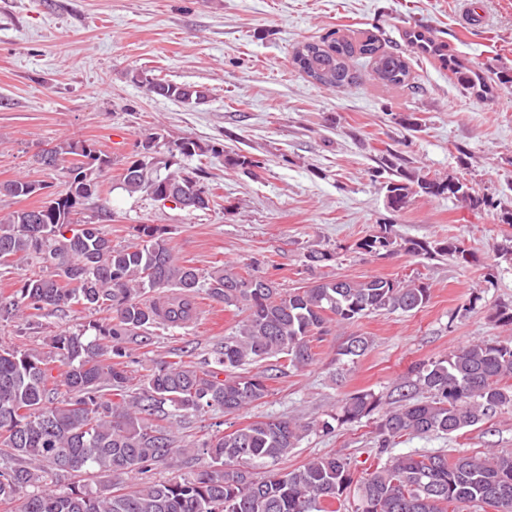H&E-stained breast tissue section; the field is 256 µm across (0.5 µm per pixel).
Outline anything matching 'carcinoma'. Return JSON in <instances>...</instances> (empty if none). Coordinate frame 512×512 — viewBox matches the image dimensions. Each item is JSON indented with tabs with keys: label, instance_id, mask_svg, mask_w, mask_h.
I'll use <instances>...</instances> for the list:
<instances>
[{
	"label": "carcinoma",
	"instance_id": "obj_1",
	"mask_svg": "<svg viewBox=\"0 0 512 512\" xmlns=\"http://www.w3.org/2000/svg\"><path fill=\"white\" fill-rule=\"evenodd\" d=\"M406 40L424 57L438 60L457 85L483 99L493 87L478 70L449 53L448 45L424 31L410 28ZM368 60L375 78L387 87L410 85L407 58L382 49L367 35H339L306 42L293 63L315 82L343 88L355 83L351 61ZM132 79L160 97L193 106L207 92L136 72ZM164 147L185 158L224 159V164L257 179L263 163L246 155H230L215 144L191 137L176 140L149 135L137 144L136 159L126 163L122 182L131 193L157 197L167 190L189 196L186 208L206 210L212 195L200 186L204 170L153 171L149 150ZM67 171L65 188L54 205L44 201L31 209L0 216V265L37 259L48 274L26 279L13 295H0V319L20 308L41 311L48 306L80 304L107 309L115 316L86 330L53 337L52 351H19L0 347V447L16 465L0 469V504L12 503L30 489L18 512H341L347 494L357 495L355 512H473L490 506L512 512V452L496 456L445 452L392 454L406 435H451L490 419L512 406V338L506 342L473 341L434 361L412 367L411 380L400 387L397 405L379 415L375 428L373 469L356 481L352 461L338 454L317 457L288 471L254 468L274 463L311 432L331 434L335 426L374 414L379 401L368 392L346 399L333 422H302L294 418L253 421L231 431L206 434L187 448L177 444L171 427L158 423L208 409L226 415L268 396L270 381L313 359L311 342L334 323L349 324L373 313L411 312L430 298L419 280L373 277L364 281L330 279L302 288L284 289L270 277L214 267L201 271L176 256L166 229L154 224L136 228L137 241L114 246L102 226L78 218L82 201L96 195L112 158L88 140H65L53 155L39 161ZM382 179L386 205L401 211L413 194L448 196L472 209L497 208L454 177L409 170L394 152L381 157L372 174ZM34 182H0V194L29 198ZM357 248L366 254H436L468 262L462 242L448 239L430 244L397 236L393 225L363 238ZM210 296L245 313L237 334L212 353L213 367L199 369L183 360L162 364L143 376L139 391L127 394L130 377L122 343L155 324L182 327L196 304V293ZM172 292L160 312L149 293ZM371 346L367 336L349 337L338 355L360 357ZM274 358L280 361L249 374L246 365ZM64 369L53 374L54 364ZM201 448L211 463L192 480H170L137 486L93 489L94 479L120 477L148 469L155 462L186 456ZM69 472L85 475L68 493L51 489Z\"/></svg>",
	"mask_w": 512,
	"mask_h": 512
}]
</instances>
